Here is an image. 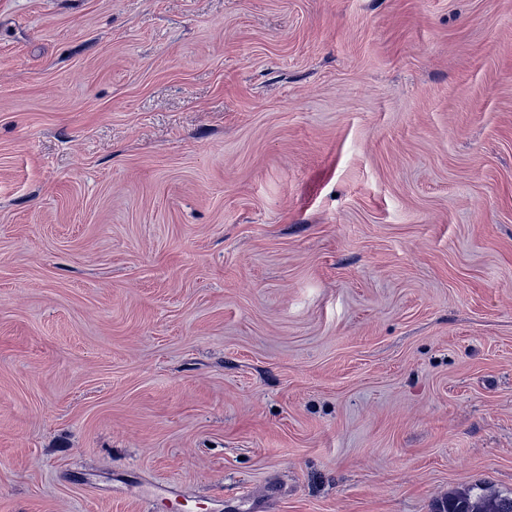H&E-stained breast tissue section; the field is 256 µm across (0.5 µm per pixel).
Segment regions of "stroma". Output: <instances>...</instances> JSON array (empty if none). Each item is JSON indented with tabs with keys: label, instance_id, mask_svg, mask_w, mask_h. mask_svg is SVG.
<instances>
[{
	"label": "stroma",
	"instance_id": "1",
	"mask_svg": "<svg viewBox=\"0 0 512 512\" xmlns=\"http://www.w3.org/2000/svg\"><path fill=\"white\" fill-rule=\"evenodd\" d=\"M512 492V0H0V512Z\"/></svg>",
	"mask_w": 512,
	"mask_h": 512
}]
</instances>
